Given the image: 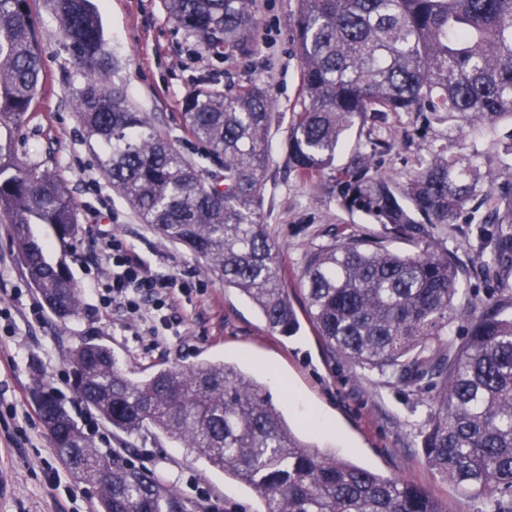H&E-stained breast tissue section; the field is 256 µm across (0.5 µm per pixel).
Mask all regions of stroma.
Here are the masks:
<instances>
[{
  "mask_svg": "<svg viewBox=\"0 0 512 512\" xmlns=\"http://www.w3.org/2000/svg\"><path fill=\"white\" fill-rule=\"evenodd\" d=\"M106 48L114 59L107 76L131 104L155 118L162 134L193 163L200 151L183 121V101L194 89L218 90L257 82L274 101L268 132L270 164L264 177L261 221L267 224L284 272V285L300 324L291 336L271 331L258 309L235 289L204 273V262L185 247L163 241L141 223L102 176L71 99L83 78L60 23L45 0L32 10L43 58L40 97L16 133L18 153L65 180L78 208L80 232L61 252L51 230L36 226L49 258L65 256L71 275L85 284L100 263L103 235L124 239L155 272L178 274L187 289L176 293L166 314L177 335H145L118 309L103 308L82 293L78 317L63 322L30 287L16 258L8 225L0 224V512H95L91 485L76 482L51 448L35 401L39 380L49 381L96 447L111 449L124 463L155 474L188 500L193 484L223 499L224 512H261L246 486L209 469L179 443L147 427L134 435L112 429L90 412L72 387L70 354L94 339L109 346L120 367L142 378L157 369L202 360L263 367L264 381L290 426L309 444L334 451L387 477L413 480L448 504V512H512V501L473 497L431 470L421 448L434 394L428 381L400 383L376 371L354 370L318 336L305 303L299 271L305 253L328 239L332 228L353 237L375 236L393 251L410 246L369 216L347 211L332 189L331 174L305 182L288 171V133L301 109L300 63L290 17L296 0H253L258 22L257 52L227 50L218 60L170 20L165 0H94ZM392 142L377 153L383 171L402 178L416 170L428 147L452 146L470 156L487 180L512 176L504 165L512 145V121L493 127L458 126L444 113L388 115L349 130L334 165L350 166L371 142ZM492 208L468 203L448 231V249L468 269L459 283L458 306L495 295L503 282L471 269L479 244L477 222Z\"/></svg>",
  "mask_w": 512,
  "mask_h": 512,
  "instance_id": "stroma-1",
  "label": "stroma"
}]
</instances>
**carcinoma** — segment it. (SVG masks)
Returning <instances> with one entry per match:
<instances>
[{"label": "carcinoma", "instance_id": "carcinoma-1", "mask_svg": "<svg viewBox=\"0 0 512 512\" xmlns=\"http://www.w3.org/2000/svg\"><path fill=\"white\" fill-rule=\"evenodd\" d=\"M293 29L304 97L288 135L302 179L330 169L344 133L368 116L446 112L467 124L512 119V0H297ZM172 22L216 59L256 50L252 0H167ZM63 38L82 69L75 97L112 190L164 240L247 297L272 330L296 315L267 225L261 222L273 99L256 83L198 88L183 103L188 132L212 167L191 163L126 94L104 81L113 60L91 0H54ZM44 79L30 0H0V223L10 225L27 279L59 319L78 316L80 289L65 258L47 260L36 224L61 248L79 232L64 180L24 162L15 132ZM377 149L334 176L343 207L374 217L414 246L335 232L309 250L300 276L325 344L353 369L434 382L423 455L478 497L512 495V289L467 311L456 307L462 265L434 232L493 193L472 160L430 152L399 180L377 169ZM479 271L512 273V183L479 225ZM463 318L465 335H448ZM80 400L128 435L150 425L190 455L245 484L263 512H448L413 480L384 477L299 438L275 406L263 370L201 361L133 379L93 340L71 353ZM51 447L97 488L98 512H186L147 471L97 448L48 389L38 398Z\"/></svg>", "mask_w": 512, "mask_h": 512}]
</instances>
